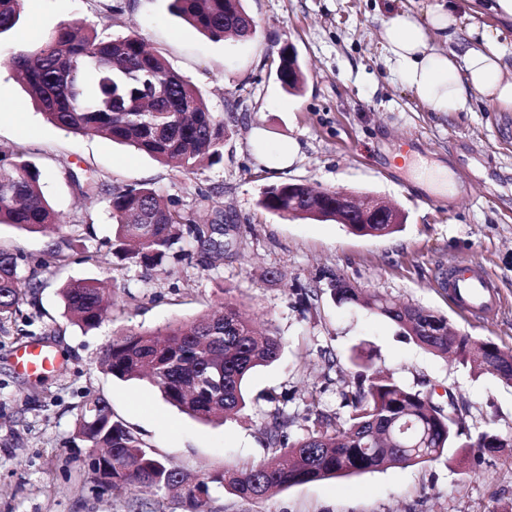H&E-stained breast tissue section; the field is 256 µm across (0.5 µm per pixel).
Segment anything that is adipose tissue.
Listing matches in <instances>:
<instances>
[{
  "label": "adipose tissue",
  "instance_id": "1",
  "mask_svg": "<svg viewBox=\"0 0 512 512\" xmlns=\"http://www.w3.org/2000/svg\"><path fill=\"white\" fill-rule=\"evenodd\" d=\"M388 61L409 88L437 112H464L474 101L512 109V64L477 28H461L456 5L435 6L426 21L407 12L381 23Z\"/></svg>",
  "mask_w": 512,
  "mask_h": 512
}]
</instances>
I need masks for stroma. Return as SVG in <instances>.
I'll return each instance as SVG.
<instances>
[{"mask_svg":"<svg viewBox=\"0 0 512 512\" xmlns=\"http://www.w3.org/2000/svg\"><path fill=\"white\" fill-rule=\"evenodd\" d=\"M442 0H244L256 22L248 40L215 42L169 10L170 0H25L20 25L0 35V57L26 49L24 34L50 32L74 20L99 33L137 31L201 91L226 126L221 163L192 175L133 147L64 131L48 122L12 70L0 66V107H21L23 121L0 117V147L18 146L42 173V187L64 226L59 233L0 224V251L23 255L24 275L38 274L17 312L0 321V512H185L174 493L136 487L101 488L86 464L88 447L74 436L88 396L104 398L115 419L160 458L191 473L257 463L270 455L263 429L275 409L287 414V433L310 432L307 397L317 410L345 417L342 392L365 347L375 368L400 383L444 394L462 405V425L492 428L512 440V387L474 374L404 338L370 310L331 299L330 281L352 285L445 315L448 327L512 350V112L475 101L469 112H436L385 59L382 19L407 12L425 19ZM119 7L115 22L108 6ZM292 46L306 82L291 94L276 79L278 53ZM271 144L296 142L285 172L266 169L251 145L254 128ZM444 164L453 186L437 202L416 182ZM95 169L111 189L151 184L201 221L224 212L231 234L223 261L206 264L197 243L154 269L120 261L112 252L108 199L86 206L70 171ZM305 182L320 189L375 197L402 210L398 233L359 237L334 221L289 219L263 209L269 186ZM211 193L201 201V193ZM66 262L38 272L52 247ZM490 272L497 308L468 316L450 300L444 280L450 261ZM77 279H99L114 305L99 326L73 323L60 296ZM231 302L283 340L272 365L246 383L249 402L234 420L204 423L168 404L148 381L107 374L102 351L113 338L162 331ZM40 342L56 354V372L32 377L16 365L18 352ZM274 401H266V394ZM512 503V447L475 457L467 448L447 458L378 469L339 480L293 485L245 501L211 488L208 512H501Z\"/></svg>","mask_w":512,"mask_h":512,"instance_id":"stroma-1","label":"stroma"}]
</instances>
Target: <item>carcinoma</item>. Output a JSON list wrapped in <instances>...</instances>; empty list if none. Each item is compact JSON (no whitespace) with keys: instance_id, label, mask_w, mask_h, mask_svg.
Masks as SVG:
<instances>
[{"instance_id":"cac0c4a2","label":"carcinoma","mask_w":512,"mask_h":512,"mask_svg":"<svg viewBox=\"0 0 512 512\" xmlns=\"http://www.w3.org/2000/svg\"><path fill=\"white\" fill-rule=\"evenodd\" d=\"M24 0H0V35L20 21ZM171 11L213 41L234 36L244 41L256 31L255 20L242 0H171ZM277 67V77L291 92L300 90L298 62ZM17 71L36 107L54 125L74 133L127 144L163 164L189 174L218 164L223 158L224 119L212 112L202 93L180 75L136 31L101 37L86 21L63 23L43 36L30 51L0 60ZM12 156L0 165V224L55 233L62 228L41 185L40 170L16 147L0 150ZM84 202L93 205L109 196L115 252L122 259L153 267L162 263L185 237L205 247L209 261L224 258L223 237L234 229L215 211L210 224H198L176 208L174 201L147 184L109 191L93 172H71ZM303 184L284 182L267 188L260 206L292 219L333 220L334 198L316 206L304 200ZM360 236L382 237L399 224H351ZM22 256L0 251V319L17 311L26 293L40 287L34 277L20 274ZM331 297L361 305L382 316L401 334L441 356L452 354L477 374H489L512 385V352L495 342L448 334V318L423 308L396 303L376 292L353 288L335 278ZM65 310L76 324H99L111 307L107 284L80 279L61 288ZM282 341L257 333L251 320L226 303L191 322L163 332H143L112 340L101 356L106 373L124 381L148 380L181 412L200 420L226 422L246 407L245 385L259 367L274 363ZM359 371L342 393L347 416L332 421L316 411L309 394L307 411L315 415L314 430L291 441L288 416L277 411L264 427L274 453L242 468L204 474L195 481L160 458L127 426L112 418V408L100 397L88 398L77 416L75 435L90 448H109L101 468L112 469L119 491L139 484L152 491L181 490L187 512H204L210 485L219 484L243 500L296 484L348 477L373 469L435 462L452 448H470L477 455H494L509 447L497 435L464 432L455 394L435 398L409 388L373 369L365 349L355 352Z\"/></svg>"}]
</instances>
